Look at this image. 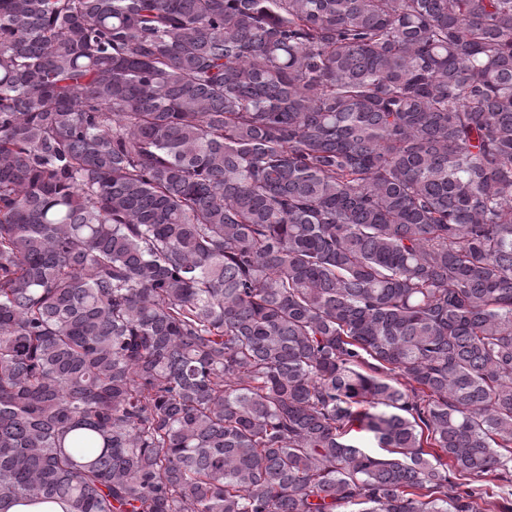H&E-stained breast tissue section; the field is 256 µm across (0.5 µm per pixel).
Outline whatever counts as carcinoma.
Wrapping results in <instances>:
<instances>
[{
    "label": "carcinoma",
    "mask_w": 512,
    "mask_h": 512,
    "mask_svg": "<svg viewBox=\"0 0 512 512\" xmlns=\"http://www.w3.org/2000/svg\"><path fill=\"white\" fill-rule=\"evenodd\" d=\"M511 496L512 0H0V500Z\"/></svg>",
    "instance_id": "obj_1"
}]
</instances>
